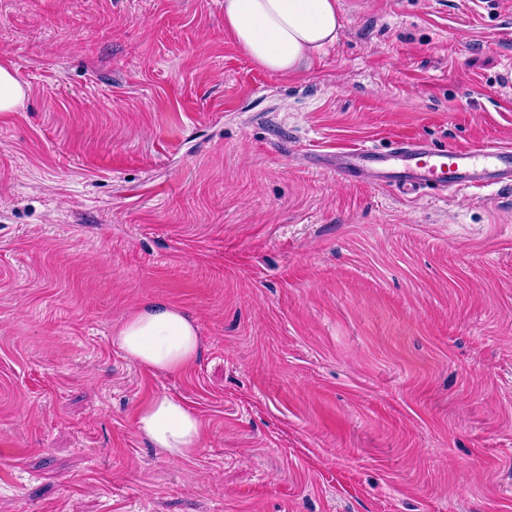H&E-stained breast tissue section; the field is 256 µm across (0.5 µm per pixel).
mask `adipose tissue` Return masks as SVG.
<instances>
[{"label":"adipose tissue","mask_w":512,"mask_h":512,"mask_svg":"<svg viewBox=\"0 0 512 512\" xmlns=\"http://www.w3.org/2000/svg\"><path fill=\"white\" fill-rule=\"evenodd\" d=\"M224 26L261 69L293 73L335 43L342 22L338 0H224ZM131 361L177 374L198 359L201 340L193 320L164 301L140 306L112 336ZM137 432L170 460L191 458L204 437L202 419L179 398L162 393L146 399L134 420Z\"/></svg>","instance_id":"obj_1"}]
</instances>
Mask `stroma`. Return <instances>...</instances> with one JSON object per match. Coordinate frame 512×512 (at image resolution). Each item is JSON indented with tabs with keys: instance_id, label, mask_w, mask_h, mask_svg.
Masks as SVG:
<instances>
[{
	"instance_id": "stroma-1",
	"label": "stroma",
	"mask_w": 512,
	"mask_h": 512,
	"mask_svg": "<svg viewBox=\"0 0 512 512\" xmlns=\"http://www.w3.org/2000/svg\"><path fill=\"white\" fill-rule=\"evenodd\" d=\"M295 74L224 0H0V512H512V184L409 199L323 157L512 146V0H339ZM164 300L177 375L112 334ZM203 420L173 463L134 416ZM24 99V90L12 72L0 66V112H16ZM112 343L131 361L165 374H177L198 359L201 340L193 320L166 301L140 306L112 336ZM137 432L170 460L191 458L204 437L202 419L179 398L165 393L146 399L134 420Z\"/></svg>"
}]
</instances>
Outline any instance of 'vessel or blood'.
I'll return each mask as SVG.
<instances>
[{"instance_id":"vessel-or-blood-1","label":"vessel or blood","mask_w":512,"mask_h":512,"mask_svg":"<svg viewBox=\"0 0 512 512\" xmlns=\"http://www.w3.org/2000/svg\"><path fill=\"white\" fill-rule=\"evenodd\" d=\"M330 159L337 175L355 176L403 196L512 182V148L494 143L431 148L417 138H398L386 151L357 144L337 149Z\"/></svg>"}]
</instances>
